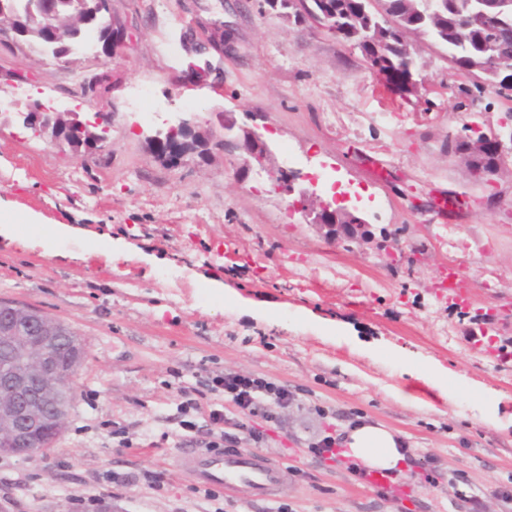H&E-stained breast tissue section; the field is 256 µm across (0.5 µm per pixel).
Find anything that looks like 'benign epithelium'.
Wrapping results in <instances>:
<instances>
[{
    "label": "benign epithelium",
    "mask_w": 512,
    "mask_h": 512,
    "mask_svg": "<svg viewBox=\"0 0 512 512\" xmlns=\"http://www.w3.org/2000/svg\"><path fill=\"white\" fill-rule=\"evenodd\" d=\"M100 17L108 20L114 32L112 48L107 58L112 60L121 54L129 39L124 23L112 15L107 0L101 3ZM42 22L38 35L47 43L56 42L61 30L51 23L52 0L41 2ZM187 28L192 33H182L181 43L189 50V41H194L205 57L204 67L194 66L183 75L185 83L204 86L201 73L213 72L208 57L236 56L238 42L233 25L221 20L195 16ZM56 110L27 106L21 113L23 124L32 129L53 126L55 138L64 136L62 123L53 120ZM209 122H200L196 117L182 118L151 137V142L163 148L179 132H191L200 139L207 138ZM463 139L467 152L474 157L491 152L495 156L491 167H474L472 172L480 183L490 182V176L505 164L512 155V134L509 140L491 127L477 122L465 124ZM511 146H506V143ZM243 146L255 162L265 170L274 192L292 195L294 188L282 167H266L269 149L262 135L255 131L243 134ZM313 223L325 230L329 239L344 236L351 240L358 237L365 227V220L345 207H334L323 200L312 212ZM85 358L81 338L66 323L51 319L40 311L17 304L0 302V455L31 460L37 449L48 448L62 434L71 415V394L75 391V377Z\"/></svg>",
    "instance_id": "obj_1"
}]
</instances>
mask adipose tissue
Wrapping results in <instances>:
<instances>
[{
    "mask_svg": "<svg viewBox=\"0 0 512 512\" xmlns=\"http://www.w3.org/2000/svg\"><path fill=\"white\" fill-rule=\"evenodd\" d=\"M339 436L345 457L355 465L389 472L405 466L403 439L381 424L362 420L344 427Z\"/></svg>",
    "mask_w": 512,
    "mask_h": 512,
    "instance_id": "adipose-tissue-1",
    "label": "adipose tissue"
}]
</instances>
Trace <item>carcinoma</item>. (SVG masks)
Returning <instances> with one entry per match:
<instances>
[{
	"instance_id": "carcinoma-1",
	"label": "carcinoma",
	"mask_w": 512,
	"mask_h": 512,
	"mask_svg": "<svg viewBox=\"0 0 512 512\" xmlns=\"http://www.w3.org/2000/svg\"><path fill=\"white\" fill-rule=\"evenodd\" d=\"M40 0H0L5 11L20 16L30 27L40 18ZM314 12H327L337 29L327 34L359 43L364 58L378 73L401 85L412 77L395 44L401 37H426L448 50L454 68L484 81H494L499 60L512 58V0L498 8L499 18L480 19L469 0H299L286 16L294 22ZM89 11L83 0H54L53 20L73 35L70 41L46 46L33 36L25 38L51 56L68 55L71 45L89 29Z\"/></svg>"
}]
</instances>
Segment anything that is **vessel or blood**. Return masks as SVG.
Segmentation results:
<instances>
[{"instance_id": "vessel-or-blood-1", "label": "vessel or blood", "mask_w": 512, "mask_h": 512, "mask_svg": "<svg viewBox=\"0 0 512 512\" xmlns=\"http://www.w3.org/2000/svg\"><path fill=\"white\" fill-rule=\"evenodd\" d=\"M464 276L460 267L448 266L441 270L438 288L449 299L466 303L468 291L463 286ZM179 466L204 486H218L236 491L247 489L252 496L268 497L283 481L282 469L254 451L224 453L197 448H187L178 458ZM368 483L404 496L406 486L398 475L372 469L367 471Z\"/></svg>"}]
</instances>
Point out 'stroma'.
Listing matches in <instances>:
<instances>
[{"instance_id": "stroma-1", "label": "stroma", "mask_w": 512, "mask_h": 512, "mask_svg": "<svg viewBox=\"0 0 512 512\" xmlns=\"http://www.w3.org/2000/svg\"><path fill=\"white\" fill-rule=\"evenodd\" d=\"M224 4L239 54L219 62L215 90L179 81L191 62L181 32L192 14L211 17L214 0H112L131 39L111 61L97 44L65 66L0 47V205L15 217L0 236V299L67 323L87 353L53 447L0 457V512H472L475 498L485 512H512V168L494 176L497 200L485 206L464 157L448 154L470 114L499 127L512 99L459 75L426 39L413 43L419 68L406 90L372 72L359 47L264 0L242 13ZM102 76L108 89L82 92ZM140 83L164 123L232 112L273 159L285 146L302 159L299 184L331 172L318 195L346 193L365 238L327 240L265 171L240 175V151L215 146L167 165L149 141L162 123L129 105ZM57 95L81 119L110 116L102 154L23 124L29 102ZM441 195L453 213L436 211ZM449 265L464 270L467 305L436 294ZM486 310L499 319L481 336ZM228 371L294 394L261 447L285 473L269 500L244 489L208 498L176 464L210 427L202 413L199 433L182 430L180 387ZM357 417L402 435L406 497L310 454L328 425ZM148 434L166 436L168 450L142 447ZM122 437L134 449L116 452ZM147 470L163 473L160 487Z\"/></svg>"}]
</instances>
